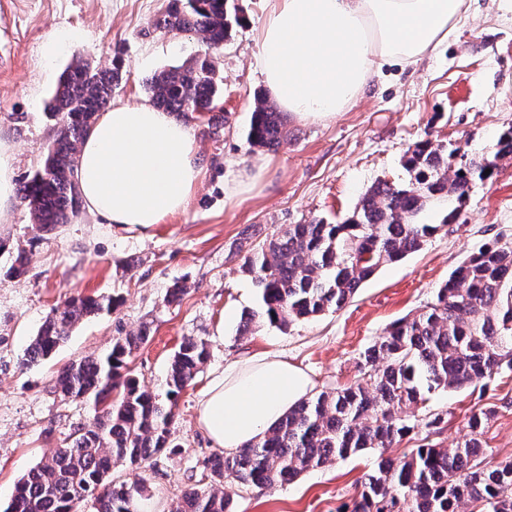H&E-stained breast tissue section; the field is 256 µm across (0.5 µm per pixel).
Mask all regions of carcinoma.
Here are the masks:
<instances>
[{
    "mask_svg": "<svg viewBox=\"0 0 512 512\" xmlns=\"http://www.w3.org/2000/svg\"><path fill=\"white\" fill-rule=\"evenodd\" d=\"M241 22L235 0H168L153 26L192 33L208 47L224 42ZM123 79L116 55L104 67L76 59L60 77L47 105L56 137L43 167L18 189L37 231L51 233L79 212V144ZM144 89L158 108L183 117L214 112L223 97L207 51L153 74ZM247 139L269 150L288 139L284 113L261 95ZM506 157H512V127L500 134L491 157L421 140L403 163L409 183L379 180L342 222L290 224L263 241L242 264L258 290L259 307L240 334L257 319L284 330L293 321L343 308L380 267L420 250L438 230L421 222L427 208L455 201L446 216L454 219L474 179L485 178ZM112 304L110 296L68 299L63 310L47 316L21 363L49 359L76 323ZM146 341L144 330L118 336L106 355L71 363L57 374L54 387L62 396L95 406L107 401L108 409L73 429L61 447L23 475L3 512H140L146 486L115 481L112 469H138L175 451L172 407L209 357L203 340L180 345L170 364L165 404L128 368L131 354ZM363 365L359 380L301 400L260 439L207 457L202 479L269 488L372 449L379 452L377 468L365 475L344 512H512V459L486 460L480 439L490 409L470 417L468 434L453 448L427 445L400 459L387 455L415 428L416 415L405 410L424 401L423 391H460L512 371V244L495 240L472 252L430 303L392 323L365 350ZM185 501L189 512H229V500L213 489H190L173 512H184Z\"/></svg>",
    "mask_w": 512,
    "mask_h": 512,
    "instance_id": "carcinoma-1",
    "label": "carcinoma"
}]
</instances>
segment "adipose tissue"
Here are the masks:
<instances>
[{"label":"adipose tissue","mask_w":512,"mask_h":512,"mask_svg":"<svg viewBox=\"0 0 512 512\" xmlns=\"http://www.w3.org/2000/svg\"><path fill=\"white\" fill-rule=\"evenodd\" d=\"M466 0H274L256 62L276 104L301 120L344 111L383 68L407 69L446 43ZM202 168L189 129L152 103H113L84 136L76 178L102 224L146 235L183 211ZM312 382L275 354L232 362L199 404V421L228 451L273 427Z\"/></svg>","instance_id":"1"}]
</instances>
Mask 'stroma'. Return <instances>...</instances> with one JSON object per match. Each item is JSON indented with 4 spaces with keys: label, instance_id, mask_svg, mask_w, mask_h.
<instances>
[{
    "label": "stroma",
    "instance_id": "35a3bbf8",
    "mask_svg": "<svg viewBox=\"0 0 512 512\" xmlns=\"http://www.w3.org/2000/svg\"><path fill=\"white\" fill-rule=\"evenodd\" d=\"M244 17L214 58L223 82L224 126L209 134L203 120L186 119L203 174L187 208L165 217L147 236L100 224L79 211L49 234L36 232L29 208L14 202L0 216V510L16 481L62 445L74 427L92 423L93 409L56 393L54 378L71 362L105 354L115 337L150 330L131 367L142 385L165 399L174 353L188 339L205 340L209 357L173 407L174 454L113 479L140 481L150 498L145 512H172L198 486L203 460L217 448L197 421L202 392L233 361L279 354L303 369L313 393L333 391L361 375L363 352L393 321L416 313L477 247L512 243V158L490 177L474 180L453 221L446 208L427 212L436 225L422 248L383 265L341 310L280 330L260 323L237 332L243 311L258 307L257 290L240 265L259 242L291 224L350 216L377 180L405 184L407 151L429 138L469 154L491 153L512 126V0H478L458 21L456 34L414 68H392L373 78L345 111L320 121L289 119L278 150L247 141L255 95L265 91L256 65L257 34L268 0H237ZM167 0H0L9 36L0 43V138L15 148L17 178L41 168L56 125L44 115L59 78L73 59L107 66L120 55L125 77L113 102L147 100L145 78L202 53L190 33L152 30ZM26 269L6 270L17 253ZM185 291L176 301L174 283ZM115 297L111 310L80 320L54 356L22 367L25 348L53 309L71 296ZM495 408L482 441L488 457L512 458V372L487 386L427 394L418 416L439 414L440 428L418 426L390 448L453 447L470 416ZM377 454L366 451L303 473L272 488L225 485L231 512H339L357 493Z\"/></svg>",
    "mask_w": 512,
    "mask_h": 512
}]
</instances>
